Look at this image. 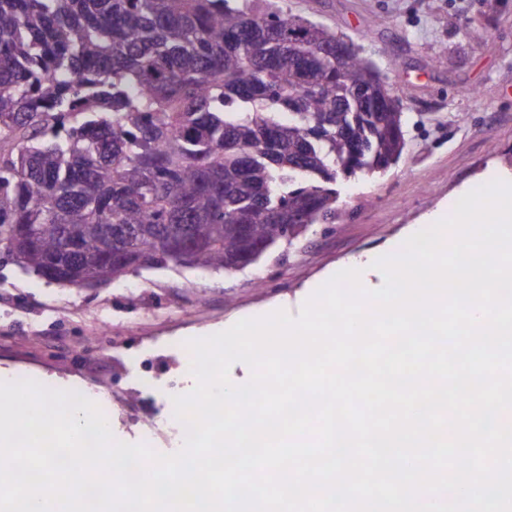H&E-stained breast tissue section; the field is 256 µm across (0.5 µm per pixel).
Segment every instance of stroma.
Masks as SVG:
<instances>
[{
	"label": "stroma",
	"mask_w": 512,
	"mask_h": 512,
	"mask_svg": "<svg viewBox=\"0 0 512 512\" xmlns=\"http://www.w3.org/2000/svg\"><path fill=\"white\" fill-rule=\"evenodd\" d=\"M252 2L327 26L376 65L406 120L397 163L339 179L334 223L310 225L293 245L273 246L237 271L144 268L88 290L46 283L0 259V381L23 373L54 389L80 384L95 402L120 392L143 426L113 422L115 438L161 454L169 446L143 427L167 387L193 389L187 340L278 310L298 316L344 269L379 288L376 258L399 254L476 185L512 179V0ZM133 352L153 359L155 397L121 375Z\"/></svg>",
	"instance_id": "35a3bbf8"
}]
</instances>
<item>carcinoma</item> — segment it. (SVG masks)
<instances>
[{"label": "carcinoma", "mask_w": 512, "mask_h": 512, "mask_svg": "<svg viewBox=\"0 0 512 512\" xmlns=\"http://www.w3.org/2000/svg\"><path fill=\"white\" fill-rule=\"evenodd\" d=\"M229 0H0V253L110 283L336 220L339 175L389 168L403 112L353 45ZM130 246L121 262L114 242Z\"/></svg>", "instance_id": "obj_1"}]
</instances>
